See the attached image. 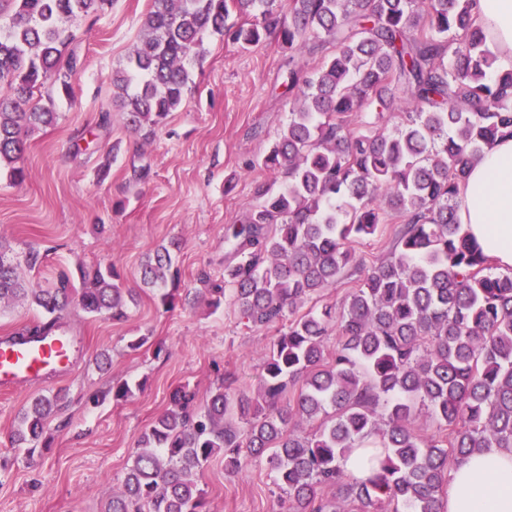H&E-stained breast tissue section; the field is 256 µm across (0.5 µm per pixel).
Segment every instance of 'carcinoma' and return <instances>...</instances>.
I'll return each instance as SVG.
<instances>
[{"instance_id":"obj_1","label":"carcinoma","mask_w":512,"mask_h":512,"mask_svg":"<svg viewBox=\"0 0 512 512\" xmlns=\"http://www.w3.org/2000/svg\"><path fill=\"white\" fill-rule=\"evenodd\" d=\"M110 0H0V168L20 182L25 127L56 113L28 108L44 83L71 95L78 57L69 18L98 14ZM475 0H152L139 44L112 73L126 126L149 137L183 103L185 63L206 33L245 46L276 36L289 50L331 51L298 83L297 109L261 165L281 179L255 188V204L227 226L231 259L219 306L230 294L250 329L284 321L264 364L263 392L232 396L219 385L197 403L176 387L171 407L137 441L122 488L104 512H201L198 476L224 455L237 473L265 459L288 496L287 512H440L450 467L481 448H512V273L462 233L458 198L471 160L512 136V67L486 48ZM242 18L227 24L231 11ZM376 121L353 127L354 113ZM394 122L385 133L378 123ZM399 222L388 253L355 260L349 243ZM358 275L343 309L321 293L348 269ZM161 245L143 283L175 280ZM26 300L42 315L22 334L60 327L78 309L128 317L110 265L62 271L51 288H29L21 265L0 254V304ZM310 309L301 312L306 304ZM339 330L336 348L324 339ZM288 396V409L275 408ZM60 396L41 395L19 415L12 444L37 450ZM446 433L423 439L418 411ZM246 426L231 425L234 413ZM316 423L306 435L294 420ZM375 448L367 478L340 461Z\"/></svg>"}]
</instances>
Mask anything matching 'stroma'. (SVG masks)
<instances>
[{"label": "stroma", "mask_w": 512, "mask_h": 512, "mask_svg": "<svg viewBox=\"0 0 512 512\" xmlns=\"http://www.w3.org/2000/svg\"><path fill=\"white\" fill-rule=\"evenodd\" d=\"M150 0H112L98 16L70 21L82 68L72 95L44 84L34 101L56 112L52 125L25 138V179L0 172V242L21 258L42 252L24 277L47 288L60 270L109 263L134 300L123 322L69 311L70 335L81 341L66 377L0 392V512H103L122 485L140 435L170 404L179 385L206 397L222 381L254 398L262 390L264 356L277 328L251 330L231 302L212 308L208 282L224 280L226 225L243 220L255 188L270 178L260 167L288 124L294 97L286 89L289 51L277 41L242 47L217 34L203 38L187 62L189 89L151 140L129 130L113 112L109 134L89 147L80 131L95 130L112 107V71L139 41ZM110 159L106 179L98 167ZM177 242L173 304L140 280V268L159 245ZM146 337L138 349L129 340ZM110 364L98 369L95 359ZM135 384L131 397L113 402V386ZM64 391L66 403L48 425V444L34 456L14 448L11 434L23 406ZM99 394L103 403L93 404ZM205 512H279L281 490L267 464L253 462L232 475L223 456L199 476Z\"/></svg>", "instance_id": "stroma-1"}]
</instances>
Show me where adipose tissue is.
Instances as JSON below:
<instances>
[{
  "instance_id": "obj_1",
  "label": "adipose tissue",
  "mask_w": 512,
  "mask_h": 512,
  "mask_svg": "<svg viewBox=\"0 0 512 512\" xmlns=\"http://www.w3.org/2000/svg\"><path fill=\"white\" fill-rule=\"evenodd\" d=\"M488 48L512 65V0H476ZM457 218L465 234L501 270L512 269V138L475 158L461 189ZM444 512H512V452L485 448L450 471Z\"/></svg>"
}]
</instances>
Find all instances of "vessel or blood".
Masks as SVG:
<instances>
[{"instance_id": "1", "label": "vessel or blood", "mask_w": 512, "mask_h": 512, "mask_svg": "<svg viewBox=\"0 0 512 512\" xmlns=\"http://www.w3.org/2000/svg\"><path fill=\"white\" fill-rule=\"evenodd\" d=\"M78 345L69 336H50L41 341L0 337V390L50 375L64 374Z\"/></svg>"}]
</instances>
